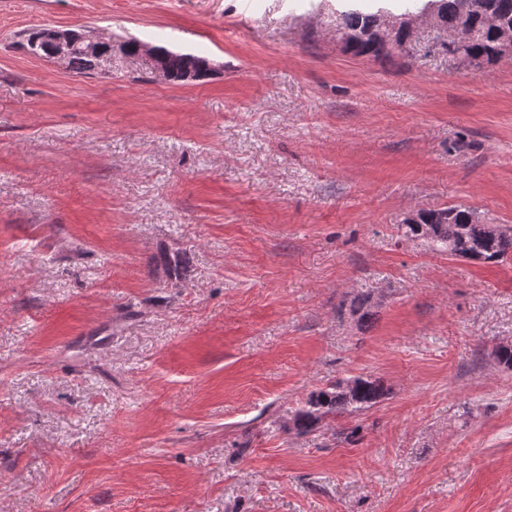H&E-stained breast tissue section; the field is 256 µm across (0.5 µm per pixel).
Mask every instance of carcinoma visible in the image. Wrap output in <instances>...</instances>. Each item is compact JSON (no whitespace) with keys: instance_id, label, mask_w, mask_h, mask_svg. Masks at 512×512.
I'll return each instance as SVG.
<instances>
[{"instance_id":"obj_1","label":"carcinoma","mask_w":512,"mask_h":512,"mask_svg":"<svg viewBox=\"0 0 512 512\" xmlns=\"http://www.w3.org/2000/svg\"><path fill=\"white\" fill-rule=\"evenodd\" d=\"M400 17L430 13L446 40L442 47L477 68L492 65L504 57L501 31L512 30V0H400ZM389 11L379 8L364 12L350 3L336 10V31L346 50L356 55H380L386 45L377 33ZM162 61L172 81H182L189 70L206 58L161 48ZM68 66L78 74L98 70V54L77 50ZM417 223H404V236L424 241L431 250L450 256L497 263L512 253V226L487 224L476 210L462 205L422 209ZM387 394L377 379L356 377L337 380L311 393L303 405L291 412L286 428L303 435L329 418L359 414L378 404Z\"/></svg>"}]
</instances>
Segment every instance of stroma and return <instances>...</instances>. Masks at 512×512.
I'll return each mask as SVG.
<instances>
[{"label":"stroma","mask_w":512,"mask_h":512,"mask_svg":"<svg viewBox=\"0 0 512 512\" xmlns=\"http://www.w3.org/2000/svg\"><path fill=\"white\" fill-rule=\"evenodd\" d=\"M338 2L0 0V512H512V255L400 230L512 225V56H357ZM354 377L386 397L285 431ZM41 37L43 41L50 45V59L64 62L68 60V66L77 74L92 75L97 73L98 54L95 51L98 50L99 44L107 41L101 40L96 35H86L72 30L56 28L44 29L41 31ZM79 45H83L85 50L89 52L82 50L73 52ZM162 51V58L158 54L155 48L146 49L143 44H141L138 48V51L135 54H130L131 56H139V55H149L154 62V68L156 71L167 79V72L169 74V78L172 81H184L185 75L188 73L189 68L193 69L197 66H200L204 61L207 60L206 57L198 56L190 53H176L168 50L165 47H159ZM164 66H163V62ZM167 72H166V70ZM414 215L417 223L401 225L404 236L421 239L435 252L484 263H498L512 253V226L486 224L470 207L422 209ZM421 225L428 236L420 233Z\"/></svg>","instance_id":"1"}]
</instances>
